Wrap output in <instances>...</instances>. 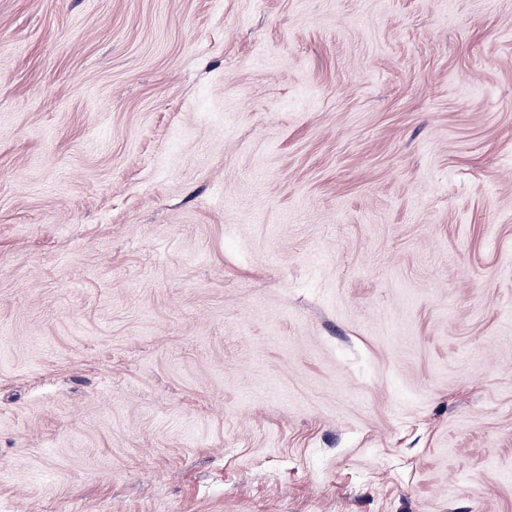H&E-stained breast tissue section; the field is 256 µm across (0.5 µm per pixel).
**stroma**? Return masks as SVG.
I'll list each match as a JSON object with an SVG mask.
<instances>
[{
    "label": "stroma",
    "instance_id": "obj_1",
    "mask_svg": "<svg viewBox=\"0 0 512 512\" xmlns=\"http://www.w3.org/2000/svg\"><path fill=\"white\" fill-rule=\"evenodd\" d=\"M0 512H512V0H0Z\"/></svg>",
    "mask_w": 512,
    "mask_h": 512
}]
</instances>
